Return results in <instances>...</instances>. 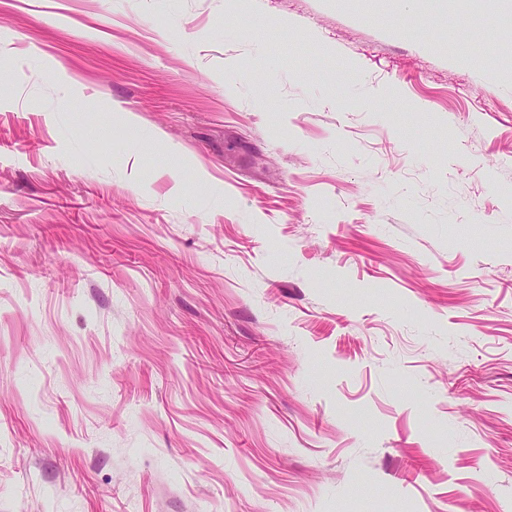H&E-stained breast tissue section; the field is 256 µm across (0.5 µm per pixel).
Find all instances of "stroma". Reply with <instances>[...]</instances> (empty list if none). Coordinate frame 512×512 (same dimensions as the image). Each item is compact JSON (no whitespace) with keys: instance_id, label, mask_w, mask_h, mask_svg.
<instances>
[{"instance_id":"stroma-1","label":"stroma","mask_w":512,"mask_h":512,"mask_svg":"<svg viewBox=\"0 0 512 512\" xmlns=\"http://www.w3.org/2000/svg\"><path fill=\"white\" fill-rule=\"evenodd\" d=\"M0 512H512V13L0 0Z\"/></svg>"}]
</instances>
